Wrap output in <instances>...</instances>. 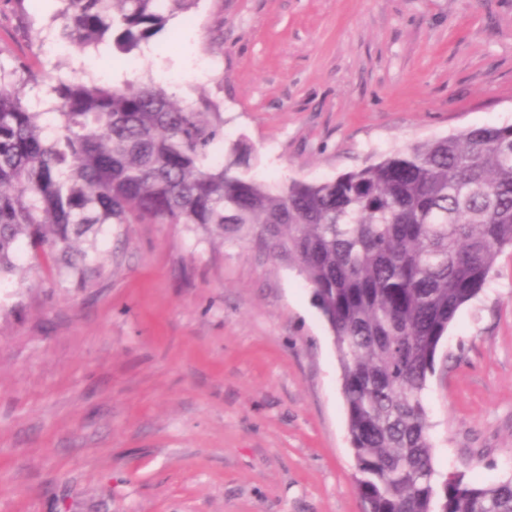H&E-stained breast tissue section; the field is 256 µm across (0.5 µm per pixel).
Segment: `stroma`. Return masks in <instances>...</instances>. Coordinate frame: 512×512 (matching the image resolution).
<instances>
[{
    "label": "stroma",
    "mask_w": 512,
    "mask_h": 512,
    "mask_svg": "<svg viewBox=\"0 0 512 512\" xmlns=\"http://www.w3.org/2000/svg\"><path fill=\"white\" fill-rule=\"evenodd\" d=\"M52 0H0V63L210 99L267 181L512 124V0H197L76 64ZM0 286V512H362L330 330L257 225L116 224L85 286L21 249ZM435 467L512 477V249L443 341Z\"/></svg>",
    "instance_id": "35a3bbf8"
}]
</instances>
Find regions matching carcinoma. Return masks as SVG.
<instances>
[{
  "label": "carcinoma",
  "instance_id": "cac0c4a2",
  "mask_svg": "<svg viewBox=\"0 0 512 512\" xmlns=\"http://www.w3.org/2000/svg\"><path fill=\"white\" fill-rule=\"evenodd\" d=\"M58 39L129 54L195 0H62ZM0 65V282L26 246L85 282L114 224H257L312 288L340 370L354 489L371 512H512V479L433 462L425 391L460 308L512 247V124L412 143L321 182L272 186L224 113L154 81L60 80Z\"/></svg>",
  "mask_w": 512,
  "mask_h": 512
}]
</instances>
